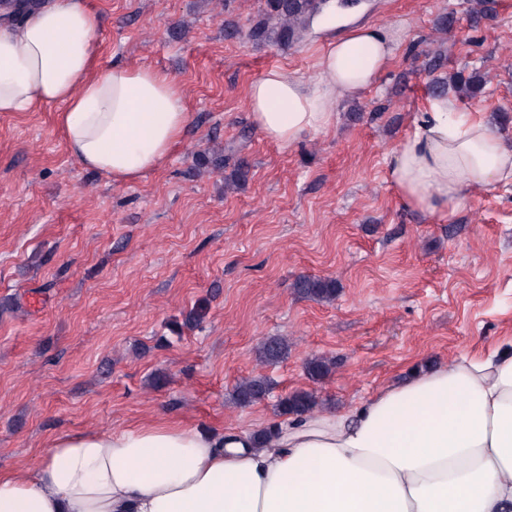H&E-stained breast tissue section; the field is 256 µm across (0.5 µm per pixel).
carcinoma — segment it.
I'll return each instance as SVG.
<instances>
[{"mask_svg":"<svg viewBox=\"0 0 512 512\" xmlns=\"http://www.w3.org/2000/svg\"><path fill=\"white\" fill-rule=\"evenodd\" d=\"M477 7L470 12L471 21L479 25L485 19L496 16V0H475ZM326 0H263V7L247 31L238 34L252 41H272L291 44L308 29L311 21L323 10ZM456 88L465 97L473 98L482 91L483 79L475 74L465 77L457 75ZM299 294L319 302L330 303L336 298V282L331 279L303 278L297 283ZM288 352L287 343L274 338L263 344L260 356L267 362L276 361ZM313 380H320L329 371V363L321 358H312L306 365ZM270 392V382L255 376L241 380L233 392V401L238 406H248L263 399ZM316 406L315 396L309 392H296L282 398L280 411L284 415L301 416Z\"/></svg>","mask_w":512,"mask_h":512,"instance_id":"obj_1","label":"carcinoma"}]
</instances>
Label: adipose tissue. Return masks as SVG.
Here are the masks:
<instances>
[{"label": "adipose tissue", "mask_w": 512, "mask_h": 512, "mask_svg": "<svg viewBox=\"0 0 512 512\" xmlns=\"http://www.w3.org/2000/svg\"><path fill=\"white\" fill-rule=\"evenodd\" d=\"M87 0H38L0 21V113L60 104L69 154L126 184L162 168L190 114L182 86L143 66L97 67ZM404 42L359 25L312 77L267 69L247 88L251 122L282 148L336 120L340 94L374 84ZM402 201L446 219L469 189L512 185V143L455 99L432 96L388 164ZM0 512H512V355L465 353L340 411L251 437L164 422L51 437L0 471Z\"/></svg>", "instance_id": "adipose-tissue-1"}]
</instances>
